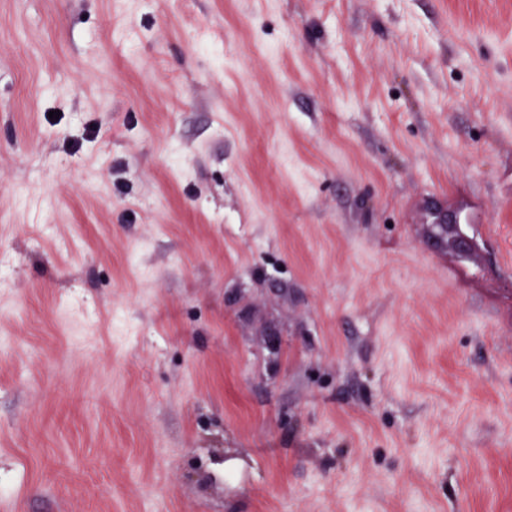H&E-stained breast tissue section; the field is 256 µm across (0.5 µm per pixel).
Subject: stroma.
<instances>
[{"label": "stroma", "instance_id": "obj_1", "mask_svg": "<svg viewBox=\"0 0 512 512\" xmlns=\"http://www.w3.org/2000/svg\"><path fill=\"white\" fill-rule=\"evenodd\" d=\"M0 479L512 512V0H0Z\"/></svg>", "mask_w": 512, "mask_h": 512}]
</instances>
